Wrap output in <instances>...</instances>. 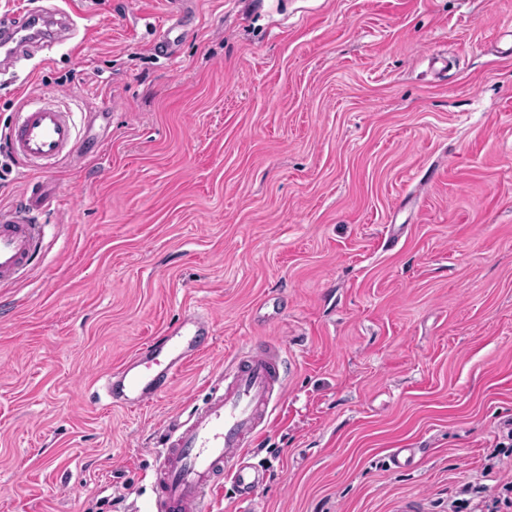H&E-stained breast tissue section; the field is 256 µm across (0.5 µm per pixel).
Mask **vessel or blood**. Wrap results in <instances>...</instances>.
<instances>
[{"instance_id":"vessel-or-blood-1","label":"vessel or blood","mask_w":512,"mask_h":512,"mask_svg":"<svg viewBox=\"0 0 512 512\" xmlns=\"http://www.w3.org/2000/svg\"><path fill=\"white\" fill-rule=\"evenodd\" d=\"M45 15L38 8L22 16H0V65H13L33 51H53L69 40L63 26L38 30ZM187 22L185 11L172 12L154 42L155 51L173 55ZM7 145L14 155L40 169L64 158L81 159L95 149L94 143L79 137L72 113L48 94L27 102L18 112ZM57 199L54 184L37 181L26 189L23 209L0 210V285L31 270L43 240L42 227L33 216ZM213 335L212 318L193 311L167 327L161 339L147 342L104 374L106 396L129 410L158 400ZM286 377L287 363L280 350L267 343H253L232 357L202 404L187 419L166 425V440L152 469L153 495L147 512H212V497L227 479L236 487L241 507L249 508L265 472L249 461L248 450L268 430L273 397L281 393Z\"/></svg>"}]
</instances>
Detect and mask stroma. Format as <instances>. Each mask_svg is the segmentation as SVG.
Returning <instances> with one entry per match:
<instances>
[{
	"mask_svg": "<svg viewBox=\"0 0 512 512\" xmlns=\"http://www.w3.org/2000/svg\"><path fill=\"white\" fill-rule=\"evenodd\" d=\"M0 70V134L55 94L94 156L46 180L42 256L0 287V512H144L168 421L251 341L292 364L250 448L255 512H448L512 422V0H72ZM199 309L210 350L134 412L98 379ZM395 448L423 454L407 467ZM187 22L188 16L184 10L172 12L154 42L155 51L165 56L173 55L176 44L186 31Z\"/></svg>",
	"mask_w": 512,
	"mask_h": 512,
	"instance_id": "35a3bbf8",
	"label": "stroma"
}]
</instances>
